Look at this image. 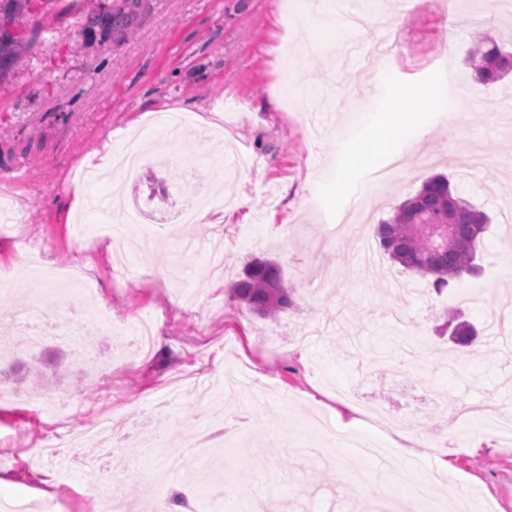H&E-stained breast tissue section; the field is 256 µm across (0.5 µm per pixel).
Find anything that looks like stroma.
I'll return each instance as SVG.
<instances>
[{"label": "stroma", "mask_w": 512, "mask_h": 512, "mask_svg": "<svg viewBox=\"0 0 512 512\" xmlns=\"http://www.w3.org/2000/svg\"><path fill=\"white\" fill-rule=\"evenodd\" d=\"M123 12L115 30L109 14ZM8 31L20 39L0 71V210L14 213L19 235L0 237V315L19 301L41 303L60 335L28 346L15 336L0 367V502L45 495L71 506L97 485L131 512L149 502L148 470L165 465L172 442L213 428L208 416L240 415L224 430L232 459L214 483L209 470L176 472L168 491L194 488L195 512H224L222 500L269 495V512H375L371 490L389 488L381 460L355 449L336 453L316 431L294 423L323 420L360 442L411 451L394 466L418 477L447 462L434 483L440 506L456 504L448 482L485 512H512V442L495 422L512 423V74L478 81L464 62L491 43L512 44V10L460 0L457 14L434 0H18ZM448 111L412 102L416 119L375 142L365 163L339 131L368 105H385L387 81L434 82L444 60ZM136 142L145 176L119 171L96 183L78 171ZM236 145L256 160L215 194L222 151ZM195 166L199 183L173 194L172 179ZM390 176L378 188L380 170ZM447 174L491 222L475 264L452 290L392 262L374 235L377 221L412 197L423 181ZM222 197L224 267L211 269L206 228L183 223ZM128 266H112L110 243ZM46 266L79 269L77 287L16 264L27 253ZM278 263L294 304L264 318L231 287L253 259ZM105 305L108 331H79ZM405 307L420 344L394 328ZM481 327L480 352L449 345L438 327L447 314ZM151 317L162 350L143 345L131 323ZM222 369H215V362ZM249 366L264 381L254 400L234 372ZM117 375L121 434L68 448L67 471L39 455L42 446L83 430L109 412L99 387ZM358 386L357 396L343 388ZM493 401L494 419L469 423L460 407ZM53 476L42 484L32 467Z\"/></svg>", "instance_id": "35a3bbf8"}]
</instances>
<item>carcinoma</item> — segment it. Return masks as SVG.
I'll return each mask as SVG.
<instances>
[{
	"label": "carcinoma",
	"instance_id": "carcinoma-1",
	"mask_svg": "<svg viewBox=\"0 0 512 512\" xmlns=\"http://www.w3.org/2000/svg\"><path fill=\"white\" fill-rule=\"evenodd\" d=\"M11 35L0 31V70L12 60ZM472 68L484 83H493L512 72V52L493 46L472 58ZM437 221L452 225L451 243L435 248L424 235L423 225ZM488 216L469 201L454 195L448 178L436 174L420 190L380 221L376 236L389 258L422 277L433 278L440 294L451 282L474 270L473 261L486 230ZM232 297L259 315L274 317L292 305V295L282 284L280 266L270 260L249 263L244 277L234 283Z\"/></svg>",
	"mask_w": 512,
	"mask_h": 512
}]
</instances>
